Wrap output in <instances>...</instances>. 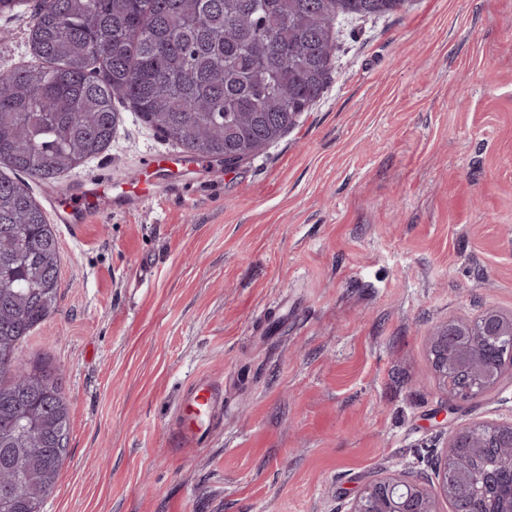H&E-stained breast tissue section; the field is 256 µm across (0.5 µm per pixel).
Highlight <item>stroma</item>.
I'll return each instance as SVG.
<instances>
[{"label": "stroma", "instance_id": "35a3bbf8", "mask_svg": "<svg viewBox=\"0 0 512 512\" xmlns=\"http://www.w3.org/2000/svg\"><path fill=\"white\" fill-rule=\"evenodd\" d=\"M32 15H0V71L32 62ZM118 110L104 152L28 182L42 202L171 159L137 209L55 227L57 309L18 352L69 407L42 512H346L377 476L433 474L457 427L512 419L511 369L457 402L428 358L449 318L512 312V0L341 21L322 96L230 169ZM201 377L224 418L185 448Z\"/></svg>", "mask_w": 512, "mask_h": 512}]
</instances>
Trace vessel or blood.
<instances>
[{"mask_svg":"<svg viewBox=\"0 0 512 512\" xmlns=\"http://www.w3.org/2000/svg\"><path fill=\"white\" fill-rule=\"evenodd\" d=\"M149 189L127 192L117 190L114 183L99 180L84 183L78 192L68 198L51 193L47 196L54 217L61 224H90L102 207L129 210L150 197ZM181 415L176 430L183 443L191 448L199 447L207 438L211 422L224 412V401L210 379L194 382L180 400Z\"/></svg>","mask_w":512,"mask_h":512,"instance_id":"obj_1","label":"vessel or blood"}]
</instances>
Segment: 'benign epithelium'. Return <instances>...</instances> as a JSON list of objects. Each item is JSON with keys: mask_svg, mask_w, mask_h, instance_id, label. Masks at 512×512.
Listing matches in <instances>:
<instances>
[{"mask_svg": "<svg viewBox=\"0 0 512 512\" xmlns=\"http://www.w3.org/2000/svg\"><path fill=\"white\" fill-rule=\"evenodd\" d=\"M505 338L512 358V313L505 315L495 310L483 312L473 322L452 319L438 327L431 336L429 356L441 389L452 399L464 402L465 394L473 389L493 387L502 368L498 364L487 365L481 351L498 350ZM492 448L499 450L512 473V421L485 420L460 427L451 434L440 457L448 465L456 462L463 450L480 460ZM478 482L496 491L499 473L462 470L453 485L448 484L441 467L430 478L418 473L379 476L362 487L346 512H439L440 501L451 500L459 486Z\"/></svg>", "mask_w": 512, "mask_h": 512, "instance_id": "benign-epithelium-1", "label": "benign epithelium"}]
</instances>
